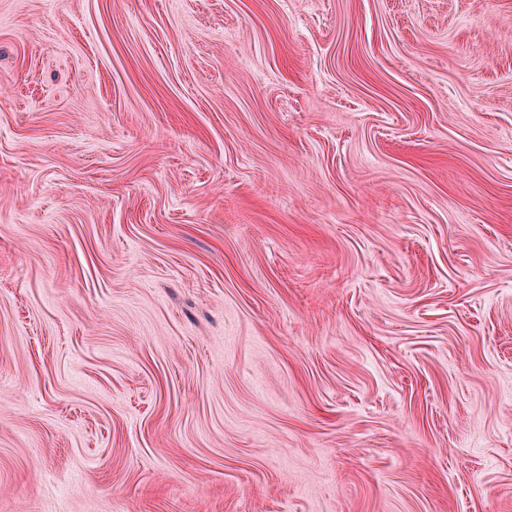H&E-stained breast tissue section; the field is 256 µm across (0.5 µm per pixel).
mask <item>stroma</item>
<instances>
[{
    "label": "stroma",
    "mask_w": 512,
    "mask_h": 512,
    "mask_svg": "<svg viewBox=\"0 0 512 512\" xmlns=\"http://www.w3.org/2000/svg\"><path fill=\"white\" fill-rule=\"evenodd\" d=\"M0 512H512V0H0Z\"/></svg>",
    "instance_id": "obj_1"
}]
</instances>
